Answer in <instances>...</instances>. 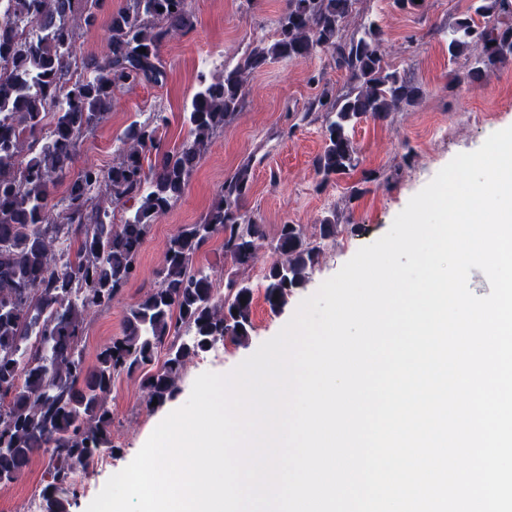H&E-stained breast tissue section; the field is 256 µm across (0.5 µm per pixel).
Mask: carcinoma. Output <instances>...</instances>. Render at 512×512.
Listing matches in <instances>:
<instances>
[{"mask_svg":"<svg viewBox=\"0 0 512 512\" xmlns=\"http://www.w3.org/2000/svg\"><path fill=\"white\" fill-rule=\"evenodd\" d=\"M96 3L14 0L0 15V482L15 481L35 454L49 455L47 512H66L63 496L77 470L112 451L114 378L142 371L148 402L161 405L177 395L190 359L253 330V289L243 274L266 234L244 208L253 177L247 161L224 179L201 221L168 240L158 283L129 308L120 334L95 364L84 359L90 311L111 308L134 278L151 225L181 199L212 140L239 115L252 76L271 61L322 54L345 74L342 94L309 78L319 91L305 114L325 123L313 159L323 183L357 167V123L384 121L422 94L386 61L377 21L354 23L356 0H285L273 40L250 44L219 75L201 77L186 112L189 137L179 146L162 150L167 119L155 112L126 127L111 167L77 169L82 138L106 119L116 92L166 82L162 48L195 27L188 0H126L112 14L108 53L83 58L78 41L95 23ZM26 20L31 29L20 36ZM446 42L450 59L467 61L452 84L511 61L512 0H471ZM67 177L58 198L55 186ZM120 207L127 216L116 223ZM337 222L334 210L322 218L321 239H336ZM217 233L233 267L222 299L211 273L195 264ZM271 250L264 298L278 311L307 283L320 248L301 226L283 224Z\"/></svg>","mask_w":512,"mask_h":512,"instance_id":"cac0c4a2","label":"carcinoma"}]
</instances>
